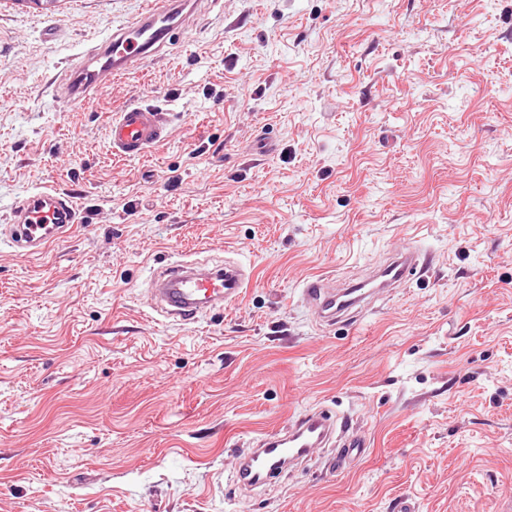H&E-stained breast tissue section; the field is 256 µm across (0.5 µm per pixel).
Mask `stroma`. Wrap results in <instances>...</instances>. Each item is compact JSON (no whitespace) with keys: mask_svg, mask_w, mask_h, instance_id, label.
<instances>
[{"mask_svg":"<svg viewBox=\"0 0 512 512\" xmlns=\"http://www.w3.org/2000/svg\"><path fill=\"white\" fill-rule=\"evenodd\" d=\"M145 0H0V224L41 188L81 224L0 239V512H500L512 490V0H200L166 54L61 95ZM173 114L113 157L108 115ZM425 268L350 326L305 280ZM234 260L238 301L150 306L153 269ZM325 408L365 453L252 491L259 432Z\"/></svg>","mask_w":512,"mask_h":512,"instance_id":"stroma-1","label":"stroma"}]
</instances>
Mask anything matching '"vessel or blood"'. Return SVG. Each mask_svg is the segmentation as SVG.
I'll return each mask as SVG.
<instances>
[{"label": "vessel or blood", "mask_w": 512, "mask_h": 512, "mask_svg": "<svg viewBox=\"0 0 512 512\" xmlns=\"http://www.w3.org/2000/svg\"><path fill=\"white\" fill-rule=\"evenodd\" d=\"M191 0H150L137 19L119 26L111 39L101 43L82 65L69 70L63 97L71 102L90 104L100 84L126 73L149 57L163 55L174 30L188 24ZM171 132V117L160 107L130 103L114 112L107 125V137L114 156L140 158L165 141ZM80 214L71 195L55 188L34 192L11 211L7 229L13 248L24 255L40 252L59 239ZM420 253L404 246L393 254L370 278L330 287L327 279L307 280L303 294L328 324L354 319L359 308L385 288H396L418 272ZM249 275L235 264L200 272L192 262L177 261L160 268L151 292L156 310L175 323L197 321L208 310L241 298ZM337 419L323 412L297 417L288 427L261 433L258 446L239 463L236 477L248 487H260L282 476L291 464L307 462L320 448H331L329 470L337 471L359 458L364 441L337 439Z\"/></svg>", "instance_id": "b4317fda"}]
</instances>
